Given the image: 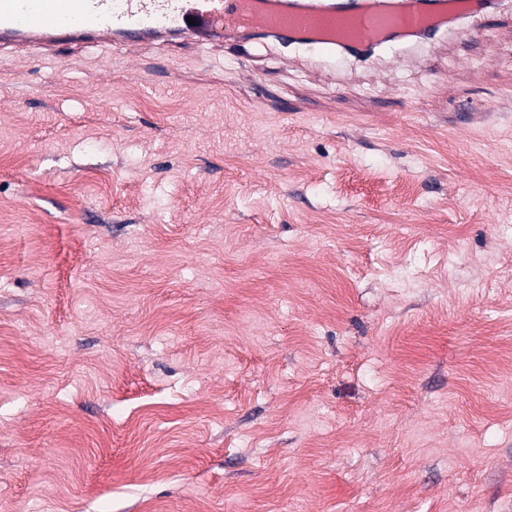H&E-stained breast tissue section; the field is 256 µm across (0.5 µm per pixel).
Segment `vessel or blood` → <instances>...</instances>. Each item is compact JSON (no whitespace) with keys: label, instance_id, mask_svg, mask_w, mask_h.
<instances>
[{"label":"vessel or blood","instance_id":"vessel-or-blood-1","mask_svg":"<svg viewBox=\"0 0 512 512\" xmlns=\"http://www.w3.org/2000/svg\"><path fill=\"white\" fill-rule=\"evenodd\" d=\"M491 0H0V45L97 39L211 44L263 34L305 41L332 57L345 48L427 41L479 15Z\"/></svg>","mask_w":512,"mask_h":512}]
</instances>
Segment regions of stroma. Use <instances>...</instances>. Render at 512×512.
I'll use <instances>...</instances> for the list:
<instances>
[{"mask_svg": "<svg viewBox=\"0 0 512 512\" xmlns=\"http://www.w3.org/2000/svg\"><path fill=\"white\" fill-rule=\"evenodd\" d=\"M0 512H512V0L0 50Z\"/></svg>", "mask_w": 512, "mask_h": 512, "instance_id": "35a3bbf8", "label": "stroma"}]
</instances>
